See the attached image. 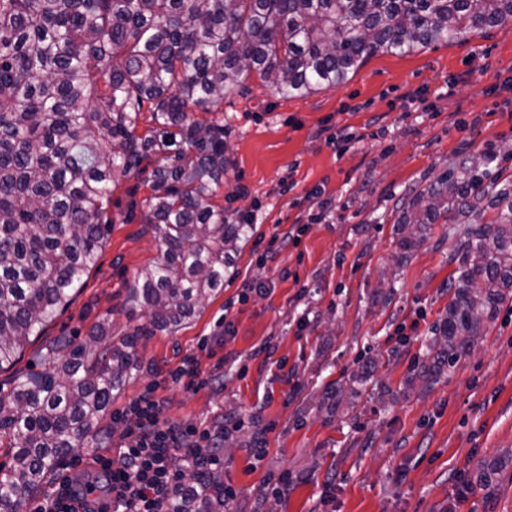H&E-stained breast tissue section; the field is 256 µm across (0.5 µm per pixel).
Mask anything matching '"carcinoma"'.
<instances>
[{
  "label": "carcinoma",
  "instance_id": "obj_1",
  "mask_svg": "<svg viewBox=\"0 0 512 512\" xmlns=\"http://www.w3.org/2000/svg\"><path fill=\"white\" fill-rule=\"evenodd\" d=\"M512 21V0H0V370L41 336L93 269L119 180L152 163L140 203L161 250L126 288L133 333L90 343L53 371L0 384V512L46 494L67 456L102 447L99 428L138 362L137 341L173 334L224 290L251 224L213 199L229 159L224 99L252 73L287 97L345 83L377 53L412 54ZM151 128L139 134L144 103ZM195 112L212 117L202 122ZM486 161L449 172L400 203L401 229L441 216L464 225L455 299L440 332L455 366L512 289V178L484 184ZM191 498L173 512H219L213 471L184 462Z\"/></svg>",
  "mask_w": 512,
  "mask_h": 512
}]
</instances>
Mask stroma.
<instances>
[{
	"label": "stroma",
	"mask_w": 512,
	"mask_h": 512,
	"mask_svg": "<svg viewBox=\"0 0 512 512\" xmlns=\"http://www.w3.org/2000/svg\"><path fill=\"white\" fill-rule=\"evenodd\" d=\"M416 90L429 111L408 108ZM223 109L232 165L215 201L232 218L253 214L252 237L192 322L139 340L141 366L113 410L151 386L173 422L223 431L224 481L237 493L228 512H512V300L453 368L422 373L454 295L460 237L440 221L402 249L396 209L481 154L491 174H512V21L372 56L344 84L302 97L254 76ZM344 126L362 139L339 150ZM148 193L143 178L121 180L96 267L14 370L49 369L43 347L85 341L107 313L113 339L133 332L126 290L158 245L126 214ZM295 225L299 247L260 259L257 240ZM188 357L207 385L172 382Z\"/></svg>",
	"instance_id": "35a3bbf8"
}]
</instances>
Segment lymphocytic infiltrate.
Listing matches in <instances>:
<instances>
[{
    "mask_svg": "<svg viewBox=\"0 0 512 512\" xmlns=\"http://www.w3.org/2000/svg\"><path fill=\"white\" fill-rule=\"evenodd\" d=\"M122 426L117 458L92 457L104 493L88 482L63 475L33 512H79L88 501L97 512H172L173 501L187 494V472L176 457L197 459L204 470L224 465V439L193 425L172 422L167 404L145 392L115 416Z\"/></svg>",
    "mask_w": 512,
    "mask_h": 512,
    "instance_id": "lymphocytic-infiltrate-1",
    "label": "lymphocytic infiltrate"
}]
</instances>
